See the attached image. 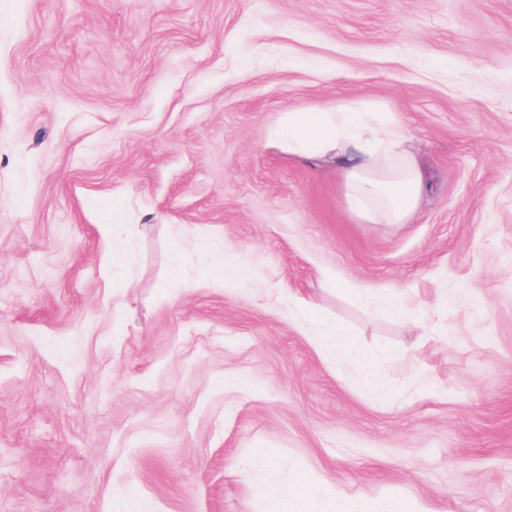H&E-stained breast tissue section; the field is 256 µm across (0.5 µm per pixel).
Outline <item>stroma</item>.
I'll return each mask as SVG.
<instances>
[{"instance_id":"stroma-1","label":"stroma","mask_w":512,"mask_h":512,"mask_svg":"<svg viewBox=\"0 0 512 512\" xmlns=\"http://www.w3.org/2000/svg\"><path fill=\"white\" fill-rule=\"evenodd\" d=\"M336 100L413 134L408 223L267 141ZM262 470L512 512V0H0V512H265Z\"/></svg>"}]
</instances>
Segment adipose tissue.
<instances>
[{"instance_id":"1","label":"adipose tissue","mask_w":512,"mask_h":512,"mask_svg":"<svg viewBox=\"0 0 512 512\" xmlns=\"http://www.w3.org/2000/svg\"><path fill=\"white\" fill-rule=\"evenodd\" d=\"M267 139L294 155L330 158L349 210L371 224L406 223L432 189L409 130L394 119L374 123L355 101L286 113Z\"/></svg>"}]
</instances>
